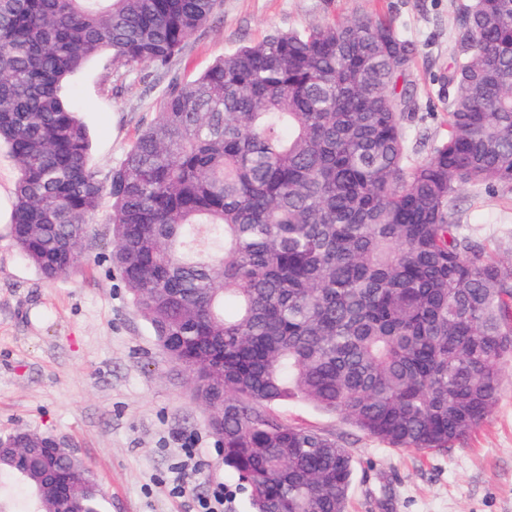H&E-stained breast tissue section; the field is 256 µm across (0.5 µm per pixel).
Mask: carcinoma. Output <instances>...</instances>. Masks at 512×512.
Returning a JSON list of instances; mask_svg holds the SVG:
<instances>
[{"mask_svg":"<svg viewBox=\"0 0 512 512\" xmlns=\"http://www.w3.org/2000/svg\"><path fill=\"white\" fill-rule=\"evenodd\" d=\"M222 0H0V145L18 171L17 249L46 279L76 264L112 198L110 261L168 356L206 370L224 465L256 512H346L336 437L288 424L291 398L399 450L461 442L512 354V260L460 224L459 191L512 187V0L456 16L448 131L416 161L405 125L416 43L376 16L276 31L173 80L158 117L101 178L61 95L91 58L165 67ZM0 473L57 512L34 460ZM70 512H103L84 461Z\"/></svg>","mask_w":512,"mask_h":512,"instance_id":"obj_1","label":"carcinoma"}]
</instances>
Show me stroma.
<instances>
[{"label":"stroma","mask_w":512,"mask_h":512,"mask_svg":"<svg viewBox=\"0 0 512 512\" xmlns=\"http://www.w3.org/2000/svg\"><path fill=\"white\" fill-rule=\"evenodd\" d=\"M472 0H223L168 67L133 69L103 53L62 87L88 127L100 172L118 166L136 133L157 117L171 77L188 83L216 58L276 31L376 14L418 47L413 76L419 110L407 124L415 159L446 129L441 77L456 51L453 19ZM16 171L0 147V437L19 429L61 440L95 473L105 512H195L216 487L224 512H253L238 475L225 466L208 411L190 394V375L159 347L108 255L112 201L103 198L73 271L48 281L10 235ZM463 224L492 256L512 259V190L460 192ZM484 423L463 442L434 452L401 451L342 416L291 399L273 410L290 424L335 436L355 461L347 512H512V355ZM194 449L184 466L185 449ZM184 491L171 494L176 467Z\"/></svg>","instance_id":"stroma-1"}]
</instances>
